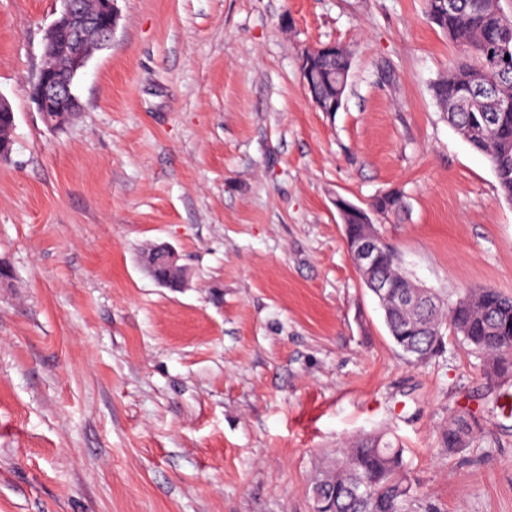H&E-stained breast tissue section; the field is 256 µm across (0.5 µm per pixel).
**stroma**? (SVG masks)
Returning a JSON list of instances; mask_svg holds the SVG:
<instances>
[{
  "label": "stroma",
  "mask_w": 512,
  "mask_h": 512,
  "mask_svg": "<svg viewBox=\"0 0 512 512\" xmlns=\"http://www.w3.org/2000/svg\"><path fill=\"white\" fill-rule=\"evenodd\" d=\"M110 45L48 130L30 99L60 0H0V512H313L354 440L404 450L413 512H512V377L455 337L405 361L336 210L418 284L512 295V202L431 87L459 49L425 0H117ZM351 56L321 112L305 46ZM190 274L159 284L144 253ZM471 430L449 454V429ZM369 206L381 213L383 218H388L399 215L405 203L401 193L390 192L377 197ZM346 211L348 216L357 219L359 223H368L367 232L364 235L351 236L346 240V246L350 252L357 268L372 270L376 268V255L385 244V240L373 228L364 208L346 203Z\"/></svg>",
  "instance_id": "obj_1"
}]
</instances>
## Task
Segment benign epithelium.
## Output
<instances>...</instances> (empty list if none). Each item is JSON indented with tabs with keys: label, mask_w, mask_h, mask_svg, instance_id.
<instances>
[{
	"label": "benign epithelium",
	"mask_w": 512,
	"mask_h": 512,
	"mask_svg": "<svg viewBox=\"0 0 512 512\" xmlns=\"http://www.w3.org/2000/svg\"><path fill=\"white\" fill-rule=\"evenodd\" d=\"M116 0H98L95 12L86 10L82 0H62L63 8L59 17L47 28L44 35L43 55L49 59L56 55L68 58V74H54L44 67L31 89V99L46 117L49 112H68L71 107L79 105L78 96L73 91L74 81L86 66L91 54L84 51L83 41L90 32L97 33L96 49L102 50L112 41V34L117 25L118 15ZM334 47V43L316 44L308 47L304 53L308 79L304 89L308 97L314 98L313 105L320 112H330L332 108L322 105L323 90L327 89L325 75L327 69L319 66L316 59ZM347 215L367 224V232L351 236L346 246L357 268L372 270L376 268V255L385 244L377 230L369 224L364 208L351 203L346 207ZM179 256L171 248L155 249L150 258V268L160 282L173 288L180 286L184 269L178 264Z\"/></svg>",
	"instance_id": "benign-epithelium-1"
}]
</instances>
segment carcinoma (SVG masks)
Instances as JSON below:
<instances>
[{"label":"carcinoma","instance_id":"1","mask_svg":"<svg viewBox=\"0 0 512 512\" xmlns=\"http://www.w3.org/2000/svg\"><path fill=\"white\" fill-rule=\"evenodd\" d=\"M441 0H426L425 13L448 41L458 46L461 56L448 67V75L433 85L436 100L445 107L448 123L470 147L485 155L496 177L500 194L512 202V109L496 111L495 101L512 104V50L504 53L492 42L512 44V18L499 0H454L448 12ZM327 66L336 70V82L350 75L352 62L346 49L336 52ZM491 82L495 98L476 112L461 108L480 83ZM370 207L382 217H395L404 209L403 196L390 192L377 197ZM376 275L396 286L401 293L415 288L399 256L387 249ZM389 336L402 356L421 364L441 352L433 329L450 331L460 341L487 359L490 379L512 377V296L495 288H478L442 305L423 304L415 309L395 305L386 318ZM469 428L448 431L445 447L455 453L465 448ZM416 495L408 478L404 448L370 435L352 442L336 463L315 477L312 486L314 512H410Z\"/></svg>","mask_w":512,"mask_h":512}]
</instances>
